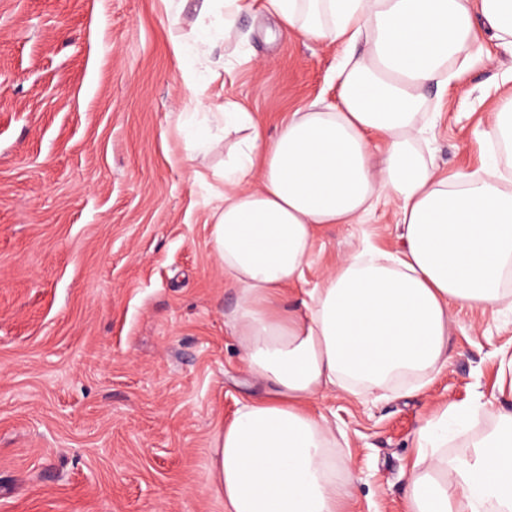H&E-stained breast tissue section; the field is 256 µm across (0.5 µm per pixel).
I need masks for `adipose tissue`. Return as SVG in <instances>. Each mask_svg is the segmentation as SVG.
I'll use <instances>...</instances> for the list:
<instances>
[{
    "label": "adipose tissue",
    "mask_w": 512,
    "mask_h": 512,
    "mask_svg": "<svg viewBox=\"0 0 512 512\" xmlns=\"http://www.w3.org/2000/svg\"><path fill=\"white\" fill-rule=\"evenodd\" d=\"M249 0H214L193 43L174 42L185 79L231 37ZM265 13L317 41L338 42L333 103L312 102L267 139L251 113L216 116L238 133L224 155L211 236L237 291L227 324L247 371L265 386L240 401L212 440L224 512H346L351 467L313 401L396 381L419 392L448 365L450 310L512 305V190L497 164L441 175L419 146L423 90L447 89L478 54L479 33L512 49V0H263ZM397 216V250L360 245L307 291L299 280L318 231L360 224L379 205ZM406 512H512V411L448 458V416L422 420Z\"/></svg>",
    "instance_id": "obj_1"
}]
</instances>
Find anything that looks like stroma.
<instances>
[{"label": "stroma", "mask_w": 512, "mask_h": 512, "mask_svg": "<svg viewBox=\"0 0 512 512\" xmlns=\"http://www.w3.org/2000/svg\"><path fill=\"white\" fill-rule=\"evenodd\" d=\"M205 0H0V512H224L212 488L217 427L257 392L225 323L236 293L213 252L201 177L224 148L189 150L190 96L234 103L274 138L291 112L335 101L343 47L282 30L259 7L217 43L214 72L184 81L174 39L193 41ZM444 95L425 91L436 167L492 154L488 114L512 98V54L482 40ZM396 217L322 231L312 288L362 240L394 250ZM512 311L451 312L448 366L421 393L317 402L345 434L350 512H404L418 423L481 400L448 424L468 453L512 408Z\"/></svg>", "instance_id": "1"}]
</instances>
